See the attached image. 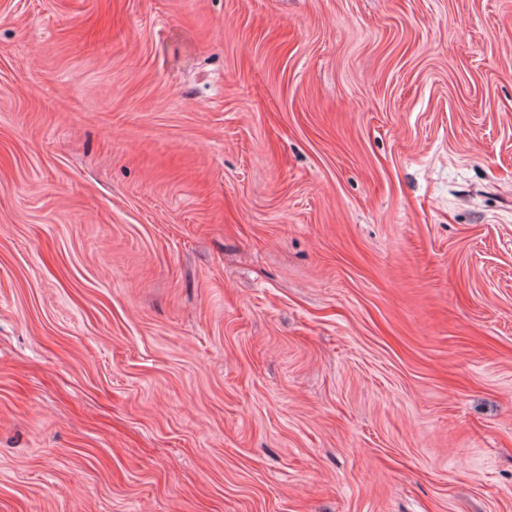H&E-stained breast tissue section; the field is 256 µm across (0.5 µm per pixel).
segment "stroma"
<instances>
[{
	"label": "stroma",
	"instance_id": "1",
	"mask_svg": "<svg viewBox=\"0 0 512 512\" xmlns=\"http://www.w3.org/2000/svg\"><path fill=\"white\" fill-rule=\"evenodd\" d=\"M0 512H512V0H0Z\"/></svg>",
	"mask_w": 512,
	"mask_h": 512
}]
</instances>
